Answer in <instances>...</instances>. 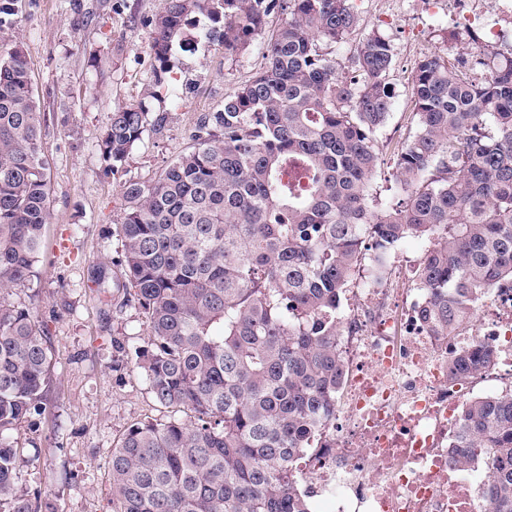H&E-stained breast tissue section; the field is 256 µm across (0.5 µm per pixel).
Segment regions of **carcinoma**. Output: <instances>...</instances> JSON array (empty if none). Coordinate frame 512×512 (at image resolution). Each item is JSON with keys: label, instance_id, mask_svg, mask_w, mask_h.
<instances>
[{"label": "carcinoma", "instance_id": "carcinoma-1", "mask_svg": "<svg viewBox=\"0 0 512 512\" xmlns=\"http://www.w3.org/2000/svg\"><path fill=\"white\" fill-rule=\"evenodd\" d=\"M276 10L287 19L264 66L150 181L122 186L124 294L149 327L134 348L153 400L193 419L132 425L112 449V512H313L301 463L318 448L345 377L342 301L358 270L382 277L396 244L426 242L417 310L437 336L512 285V56L474 37L473 64L438 54L412 75L413 125L393 196L370 197L394 91L391 43L371 31L343 70L332 47L358 26L353 0H162L148 20L159 87L197 18L235 58ZM18 0H0V290L26 280L50 223L44 114L25 43L5 35ZM152 121L141 103L112 111L98 148L123 165ZM53 354L33 313L0 301V512H42L16 483L12 431L43 410ZM463 351L448 376L489 368ZM449 459L479 463L486 512H512V394L466 405Z\"/></svg>", "mask_w": 512, "mask_h": 512}]
</instances>
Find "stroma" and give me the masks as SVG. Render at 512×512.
Masks as SVG:
<instances>
[{
    "mask_svg": "<svg viewBox=\"0 0 512 512\" xmlns=\"http://www.w3.org/2000/svg\"><path fill=\"white\" fill-rule=\"evenodd\" d=\"M15 32L26 43L31 81L44 112L42 153L52 219L34 275L1 294L31 308L54 349L53 388L41 416L22 422L13 435L24 446L17 486L40 489L51 512H112L109 461L126 430L146 418L169 420L154 403L129 353L148 337L145 318L124 303L118 263L121 185L153 179L191 143L200 114L220 109L226 96L259 70L262 49L286 16L274 12L264 31L238 59L197 26L194 49L178 52L171 88L147 86L152 60L146 24L161 0H19ZM357 34L334 49L348 65L360 35L376 30L390 40L395 98L378 136L380 165L372 193L396 182L395 154L412 122V71L436 53L448 60L472 48V35L512 52V33L493 37L491 0L472 14L470 0H355ZM144 102L159 129L145 133L117 173H109L98 141L111 112Z\"/></svg>",
    "mask_w": 512,
    "mask_h": 512,
    "instance_id": "stroma-1",
    "label": "stroma"
}]
</instances>
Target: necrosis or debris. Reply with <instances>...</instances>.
I'll use <instances>...</instances> for the list:
<instances>
[{
  "label": "necrosis or debris",
  "mask_w": 512,
  "mask_h": 512,
  "mask_svg": "<svg viewBox=\"0 0 512 512\" xmlns=\"http://www.w3.org/2000/svg\"><path fill=\"white\" fill-rule=\"evenodd\" d=\"M389 279L368 282L347 302L340 348L347 379L306 489L321 512H479L487 482L477 467L448 462L469 387L448 362L475 344L494 364L478 381L512 393V289L496 291L449 336L432 335Z\"/></svg>",
  "instance_id": "obj_1"
}]
</instances>
